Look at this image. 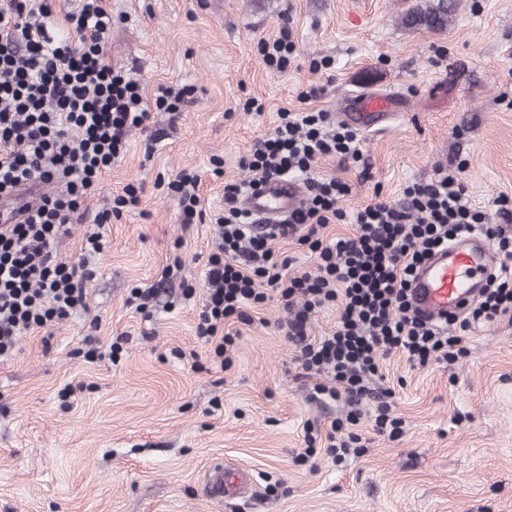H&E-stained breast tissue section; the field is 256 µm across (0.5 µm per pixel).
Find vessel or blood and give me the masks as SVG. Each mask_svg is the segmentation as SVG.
<instances>
[{
	"label": "vessel or blood",
	"mask_w": 512,
	"mask_h": 512,
	"mask_svg": "<svg viewBox=\"0 0 512 512\" xmlns=\"http://www.w3.org/2000/svg\"><path fill=\"white\" fill-rule=\"evenodd\" d=\"M358 130L380 127L387 117L396 115L404 101L394 95L359 93L346 101ZM302 201L300 183L278 179L253 187L244 197V206L261 219V231H270L285 222ZM498 265V256L484 233L471 231L433 252L415 271L409 298L427 321L443 322L448 316L463 315L475 302L488 276ZM252 474L232 473L223 463H214L208 476V490L215 500L227 497L231 488L251 482Z\"/></svg>",
	"instance_id": "b4317fda"
}]
</instances>
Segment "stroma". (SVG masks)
Here are the masks:
<instances>
[{
  "label": "stroma",
  "mask_w": 512,
  "mask_h": 512,
  "mask_svg": "<svg viewBox=\"0 0 512 512\" xmlns=\"http://www.w3.org/2000/svg\"><path fill=\"white\" fill-rule=\"evenodd\" d=\"M433 2L103 0L107 60L146 94L184 84L196 93L178 121L154 112L162 140L153 157L145 135H131L58 243V259L76 261L98 213L125 185H142L91 263L87 313L25 333L0 357V512H512L511 319L476 325L453 363L385 358L371 386L392 390L403 435L376 434L368 410L354 427L367 440L360 456L336 464L319 441L299 464L306 428L325 432L346 409L312 399L296 347L277 328V300L252 310L251 322L227 320L235 344L224 369L196 338L202 294L182 295L213 248L225 182L250 177L240 158L281 110L333 115L347 94L398 92L407 108L362 134L365 168L318 161L317 173L350 184L346 211L376 196L404 205L406 184L444 169L489 223L512 225L495 204L512 198V0H451L441 29L408 22ZM285 26L297 56L276 72L260 44ZM312 86L320 98L301 100ZM250 98L261 111L244 110ZM184 169L200 176L204 210L187 229L176 201L154 187ZM176 253L179 277L162 279ZM135 287L150 290L151 319L128 305ZM89 337L104 350L120 342L116 361L87 360ZM219 460L253 473L249 492L209 497Z\"/></svg>",
  "instance_id": "35a3bbf8"
}]
</instances>
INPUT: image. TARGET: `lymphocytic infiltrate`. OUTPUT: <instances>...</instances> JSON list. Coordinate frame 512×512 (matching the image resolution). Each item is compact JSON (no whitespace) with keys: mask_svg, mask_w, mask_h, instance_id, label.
Listing matches in <instances>:
<instances>
[{"mask_svg":"<svg viewBox=\"0 0 512 512\" xmlns=\"http://www.w3.org/2000/svg\"><path fill=\"white\" fill-rule=\"evenodd\" d=\"M50 15L49 0H0V198L17 202L19 217L0 228V357L14 351L22 334L85 309L92 277L87 261L107 249L106 224L139 205L140 187L126 185L114 197L110 210L85 232L77 263L57 261L56 242L103 174L124 156L129 133L147 130L155 109L179 117L194 92L190 86H160L146 101L140 81L106 59L112 16L102 0H82L59 29ZM332 156L361 162L357 133L331 126L324 111L287 110L242 156L240 166L253 172L254 184L304 178L308 201L288 223L297 244L315 256L317 271H292L293 256L276 252L269 234L251 232L241 207L244 184L225 182L196 335L221 359L233 342L223 331L226 320L248 321L249 309L272 295L293 311L281 329L298 345L296 360L305 376H320L314 395L343 399L349 407L326 432L328 452L340 463L360 452V438L350 427L372 395L369 381L381 360L396 353L419 367L457 360L467 353L463 337L473 325L512 316V238L486 223L465 187L446 173L407 185L406 206L374 199L346 212L340 203L349 184L314 173L319 159ZM38 180L58 181L63 188L41 195L36 205H19L21 191ZM199 182L184 170L155 186L177 200L190 224L203 215ZM336 223L354 225V234L324 238L323 229ZM475 228L494 242L503 263L465 316L449 318L444 327L423 321L408 302L415 267L443 242ZM328 305L340 309L334 331L309 338L310 314Z\"/></svg>","mask_w":512,"mask_h":512,"instance_id":"obj_1","label":"lymphocytic infiltrate"}]
</instances>
